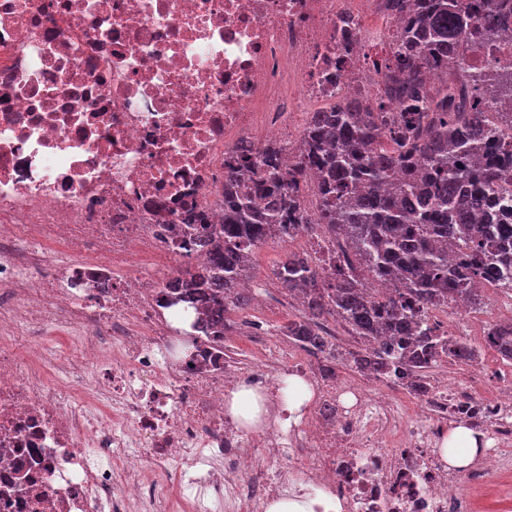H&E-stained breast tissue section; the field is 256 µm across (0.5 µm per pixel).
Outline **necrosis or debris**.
I'll list each match as a JSON object with an SVG mask.
<instances>
[{
    "label": "necrosis or debris",
    "instance_id": "obj_1",
    "mask_svg": "<svg viewBox=\"0 0 512 512\" xmlns=\"http://www.w3.org/2000/svg\"><path fill=\"white\" fill-rule=\"evenodd\" d=\"M388 0H0V512H265L289 495L327 512H480L512 500V386L479 394L444 377L408 410L403 374L356 384L321 355L238 362L203 314L174 299L151 256L207 266L198 216L224 218V166L275 140L284 167L296 113L328 109L381 74L367 47L399 20ZM349 57L337 68L341 52ZM475 77L512 72V24L466 50ZM73 253L47 276L48 246ZM512 322L456 305L426 326L468 323L477 343ZM78 330L45 353L47 327ZM94 373L90 395L68 384ZM312 397L284 409L288 377ZM268 395L275 423L243 430L240 387ZM483 457L449 469L458 423Z\"/></svg>",
    "mask_w": 512,
    "mask_h": 512
}]
</instances>
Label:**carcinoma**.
Masks as SVG:
<instances>
[{"instance_id": "1", "label": "carcinoma", "mask_w": 512, "mask_h": 512, "mask_svg": "<svg viewBox=\"0 0 512 512\" xmlns=\"http://www.w3.org/2000/svg\"><path fill=\"white\" fill-rule=\"evenodd\" d=\"M404 20L382 62L383 87L374 100L358 93L329 111L314 112L285 171L281 149L269 140L253 153H236L224 184V221L199 225L196 246L210 266L197 292L210 324L229 329L227 314L248 305L240 291L252 249L285 230L336 240V257L319 267L289 254L276 276L302 294L306 318L284 326V335L322 354L331 349L320 321L340 319L365 339L353 353L361 370L375 375H415L412 389L426 392L427 372L448 357L472 360L469 342L420 329V317L445 302L476 303L480 281L512 279V192L503 187L512 170V140L493 134L512 114H493L487 98L452 102L454 87L468 83L460 42L503 26L496 0L479 12L463 0H389ZM315 172L319 207L303 205ZM457 255L448 266V253ZM391 286L380 294L366 278ZM488 344L512 360V324L491 331Z\"/></svg>"}]
</instances>
